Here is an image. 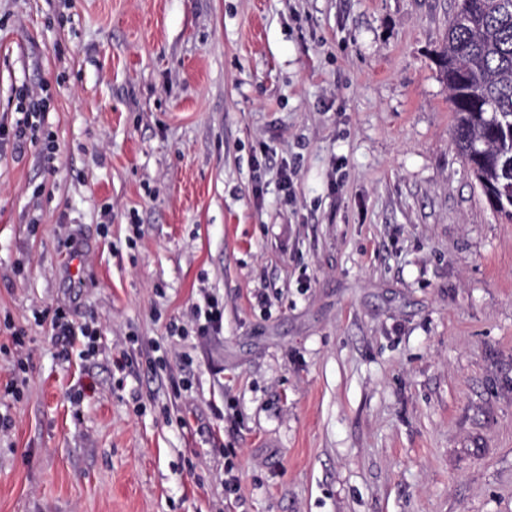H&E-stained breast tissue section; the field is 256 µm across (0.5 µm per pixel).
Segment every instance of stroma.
<instances>
[{
    "label": "stroma",
    "instance_id": "stroma-1",
    "mask_svg": "<svg viewBox=\"0 0 512 512\" xmlns=\"http://www.w3.org/2000/svg\"><path fill=\"white\" fill-rule=\"evenodd\" d=\"M457 4L0 0V113L52 87L60 145L0 157V512H512V222L453 142ZM192 316L199 334L220 331L224 322V305L214 296H205L203 304L194 306ZM54 336L60 339L63 350L67 351L66 347L71 343L75 336H82L86 340L89 351L95 348L96 337L100 335L99 329L87 323L82 325H75L69 321L66 312L62 308L54 310L50 321Z\"/></svg>",
    "mask_w": 512,
    "mask_h": 512
}]
</instances>
